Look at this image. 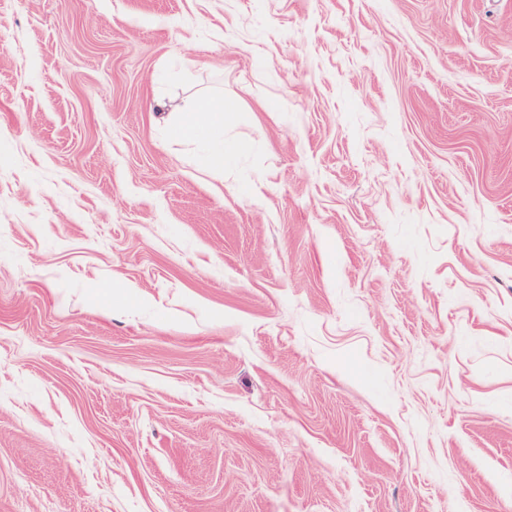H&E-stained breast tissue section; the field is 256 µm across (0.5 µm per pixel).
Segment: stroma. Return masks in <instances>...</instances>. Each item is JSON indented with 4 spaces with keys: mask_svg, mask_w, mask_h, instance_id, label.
<instances>
[{
    "mask_svg": "<svg viewBox=\"0 0 512 512\" xmlns=\"http://www.w3.org/2000/svg\"><path fill=\"white\" fill-rule=\"evenodd\" d=\"M0 512H512V0H0ZM236 110L224 100H208L194 110L172 129L175 137L205 143L209 147L208 165L216 173H223L226 166L238 153L236 144L224 141V125L232 122Z\"/></svg>",
    "mask_w": 512,
    "mask_h": 512,
    "instance_id": "1",
    "label": "stroma"
}]
</instances>
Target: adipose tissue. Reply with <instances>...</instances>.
I'll use <instances>...</instances> for the list:
<instances>
[{"label": "adipose tissue", "mask_w": 512, "mask_h": 512, "mask_svg": "<svg viewBox=\"0 0 512 512\" xmlns=\"http://www.w3.org/2000/svg\"><path fill=\"white\" fill-rule=\"evenodd\" d=\"M234 118L233 107L221 100H208L186 113L173 128L172 134L205 143L209 148L208 165L212 171L220 173L239 151L236 144L224 139V127Z\"/></svg>", "instance_id": "1"}]
</instances>
